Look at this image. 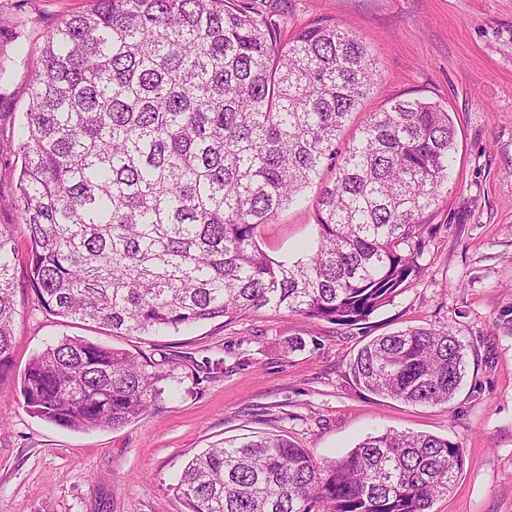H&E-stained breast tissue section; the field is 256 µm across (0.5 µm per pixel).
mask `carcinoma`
<instances>
[{"label":"carcinoma","mask_w":512,"mask_h":512,"mask_svg":"<svg viewBox=\"0 0 512 512\" xmlns=\"http://www.w3.org/2000/svg\"><path fill=\"white\" fill-rule=\"evenodd\" d=\"M30 71L24 165L10 206L27 226L28 282L53 314L114 336L164 333L247 311L347 329L423 273L424 213L448 182V110L395 98L337 158L336 137L380 79L350 26L282 38L247 0H97L58 22ZM317 246L288 262L260 246L323 169ZM16 252L0 224V381L13 367ZM453 332L378 336L352 383L412 404L450 401L464 377ZM166 379L145 356L79 338L48 346L21 385L58 426L118 428ZM463 466L432 435L370 436L324 468L282 435L224 439L184 466L189 512H429Z\"/></svg>","instance_id":"carcinoma-1"}]
</instances>
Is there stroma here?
I'll use <instances>...</instances> for the list:
<instances>
[{"label": "stroma", "mask_w": 512, "mask_h": 512, "mask_svg": "<svg viewBox=\"0 0 512 512\" xmlns=\"http://www.w3.org/2000/svg\"><path fill=\"white\" fill-rule=\"evenodd\" d=\"M283 16L291 35L317 19L352 24L381 80L336 140L344 151L391 98L444 106L455 129L451 175L427 220L426 272L365 329L272 311L180 332L115 336L47 312L27 281L29 239L19 212L0 208L16 255L13 377L0 383V512H185L175 487L184 464L210 445L274 432L318 466L390 430L449 439L463 467L430 512H512V0H252ZM96 0H0L19 44L38 56L47 32ZM0 78V199L21 166L29 72L7 62ZM318 186L265 225L272 258L309 254ZM446 327L466 344L467 368L447 403L412 405L357 389L349 363L375 337ZM81 337L152 358L170 356L162 395L120 428L67 429L29 413L17 380L33 357ZM301 341L292 351L289 341Z\"/></svg>", "instance_id": "obj_1"}]
</instances>
